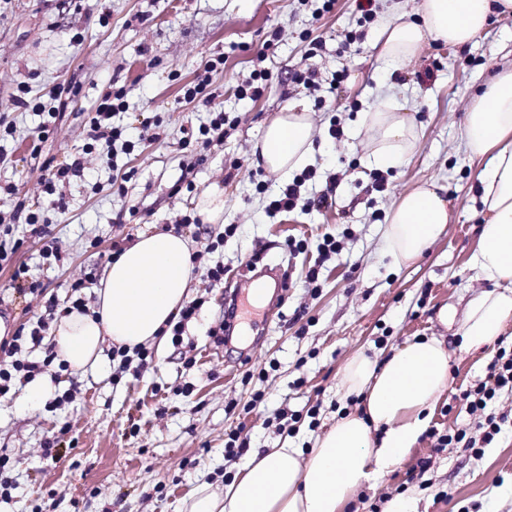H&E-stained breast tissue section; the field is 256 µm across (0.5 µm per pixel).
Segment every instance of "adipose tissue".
<instances>
[{
    "label": "adipose tissue",
    "mask_w": 512,
    "mask_h": 512,
    "mask_svg": "<svg viewBox=\"0 0 512 512\" xmlns=\"http://www.w3.org/2000/svg\"><path fill=\"white\" fill-rule=\"evenodd\" d=\"M501 12L512 15V0H420L416 19L399 7L381 22L374 48L392 74L431 43L469 46ZM360 125L370 140L369 164L384 171L401 167L421 136L412 113L393 100L363 112ZM315 133L311 113L288 106L255 143L256 165L288 180L313 158ZM463 148L479 165L484 215L473 266L490 288L468 301L458 335L461 348L477 351L496 342L512 320V65L471 100ZM445 193L439 182H424L393 204L383 238L396 265L415 263L445 235ZM194 254L191 240L175 230L139 234L108 263L90 313L75 311L55 324L56 363L82 374L99 367L105 343L132 348L162 340L195 280ZM451 361L440 336L406 341L382 361L353 355L343 367L342 389L358 397L355 410L338 414L314 447L257 450L230 485H198L183 512H347L365 484L417 444L450 383Z\"/></svg>",
    "instance_id": "ef3b65f1"
}]
</instances>
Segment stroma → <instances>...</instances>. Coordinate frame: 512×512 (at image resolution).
I'll list each match as a JSON object with an SVG mask.
<instances>
[{
	"instance_id": "obj_1",
	"label": "stroma",
	"mask_w": 512,
	"mask_h": 512,
	"mask_svg": "<svg viewBox=\"0 0 512 512\" xmlns=\"http://www.w3.org/2000/svg\"><path fill=\"white\" fill-rule=\"evenodd\" d=\"M318 0H0V118L16 128L0 143L10 162L0 165V216L16 206L46 217L61 248V262L44 264L40 243L26 224L13 227L22 242L15 255L41 282L39 297H21L0 269V310L12 328L44 313L46 300L66 306L71 295L86 304L93 288L72 292L81 269L104 270L113 247L132 244L146 231L173 229L196 213L213 189L224 194V222L236 225L223 247L209 246L223 224L183 227L199 251L224 267V282L197 276L191 298L203 305L189 323L181 347L154 346V362L139 376L113 380L112 360L82 375L50 367L45 391L24 405L26 386L0 398V455L9 460L14 484L0 512H39L58 502V512H179L200 483L237 473L243 460L224 459V441L238 433L250 451L285 444L309 448L354 405L341 389L342 369L352 355L384 357L417 336H442L454 347L452 382L440 397L415 448L352 505H385L408 499L416 512H512V425L504 426L481 454L437 448L436 434L460 429L480 437L478 416L461 393L487 378L498 351L457 350V338L439 323L441 307L463 310L486 290L472 266L477 242L476 168L461 148L465 115L473 95L503 64L512 62V15L492 16L473 44L454 49L431 44L424 56L387 75L372 45L375 24H361L355 0H335L317 14ZM280 40L265 65L273 74L256 100L239 98L257 52L272 31ZM353 50L342 46L345 35ZM223 58L210 85L215 102L239 124L204 161L183 144L184 132L207 123L208 110L187 103L183 87L207 60ZM312 70L318 88L292 83ZM40 96L65 84L73 92L57 118L17 108L19 83ZM123 88L124 107L112 123L134 142L130 153L86 150L93 110L109 86ZM394 99L405 104L423 129L409 161L383 173L366 162L359 133L361 112ZM311 113L318 134L314 166L321 174L305 185L311 207L269 217L258 183L277 190L276 176L257 167L254 143L265 125L289 103ZM344 131L336 141L331 123ZM41 140L42 154L32 143ZM83 161L81 176L46 193L43 158ZM384 189H377L376 177ZM436 180L447 187V233L410 266L392 264L383 228L392 204L415 184ZM326 204L314 206L320 194ZM332 235L338 255L322 261L317 244ZM304 241L294 255L288 240ZM318 267L309 285V267ZM281 268L286 287L277 299H247L235 345L215 344L209 335L224 315L232 292L246 295L251 278ZM196 362L187 365V351ZM266 378H258L260 368ZM72 392L70 404L53 401ZM263 392L258 407L250 402ZM316 417H308V410ZM59 438L60 462L43 459L45 441ZM431 459L427 471L421 460Z\"/></svg>"
}]
</instances>
